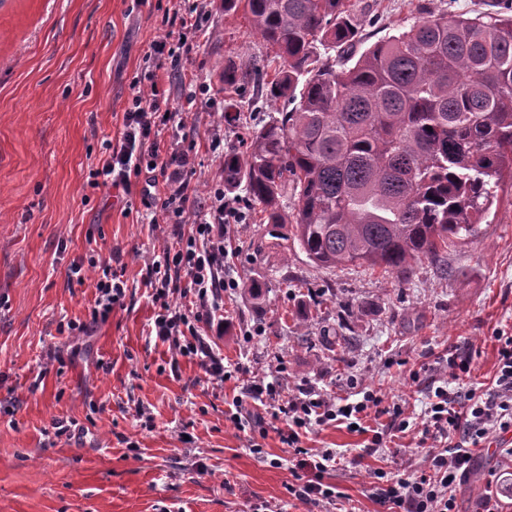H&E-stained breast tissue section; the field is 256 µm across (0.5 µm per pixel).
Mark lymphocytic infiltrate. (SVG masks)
<instances>
[{"mask_svg": "<svg viewBox=\"0 0 512 512\" xmlns=\"http://www.w3.org/2000/svg\"><path fill=\"white\" fill-rule=\"evenodd\" d=\"M200 31L199 21L187 17L164 19L163 30L152 40L146 56L149 83L132 84L131 105L124 114L121 137L95 171L102 186L115 188L128 186L131 178L150 176L151 205L159 209L167 224H178L183 219L194 159L190 150L161 145L162 131L179 125L180 118L170 109L165 90L159 88L157 73L190 54L198 44ZM244 219L239 199L225 198L223 188H215L208 219L198 222L194 233L178 248L164 249L153 258L144 279L145 287L152 290L153 302L159 306L153 322L157 338L168 343L175 354L194 358L206 374L219 381L228 376L224 358L201 329L224 324L220 301L227 289L236 286L224 276V227L243 223ZM89 266L101 268L102 275L95 283V305L88 320L67 325L74 336L90 335L126 295L124 270L102 267L94 260ZM184 277L189 286L182 291L178 284ZM174 293L180 294V302L171 301ZM495 340L497 370L486 389L456 388V380L469 373L472 358L464 351L449 357L452 383L432 388L423 429L439 448L432 454L427 470L412 479L378 488L374 500L385 512H456L454 489L470 470L473 449L494 434L512 430V335L500 333ZM282 411L290 427L281 434L280 441L291 448L293 460L294 481L288 492L319 512L337 509L335 493L323 483L325 475L335 469L336 458L327 451L317 458L307 456L301 446L302 429L330 422L359 426L372 415L388 416L387 429L391 431L403 433L410 426L400 408L385 407L382 398L370 390L364 391L359 401L338 405L306 388L301 396L288 400Z\"/></svg>", "mask_w": 512, "mask_h": 512, "instance_id": "lymphocytic-infiltrate-1", "label": "lymphocytic infiltrate"}]
</instances>
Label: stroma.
I'll return each mask as SVG.
<instances>
[{
  "mask_svg": "<svg viewBox=\"0 0 512 512\" xmlns=\"http://www.w3.org/2000/svg\"><path fill=\"white\" fill-rule=\"evenodd\" d=\"M355 2L369 46L401 30L418 0ZM169 6L0 0V512H255L261 503L308 512L286 491L285 417L263 406L257 423L224 417L240 387L260 377L278 379L290 398L309 385L330 400L365 388L403 409L413 429L375 452L369 434L334 423L302 438L312 453L349 459L324 478L346 512H379L377 472L407 478L428 465L432 443L418 424L432 384L448 378L449 355L472 352L461 387L490 383L493 337L512 332V179L503 178L476 236L400 278L318 267L290 241L260 245L266 226L248 203L245 223L224 227V276L238 286L224 294L216 339L226 368L246 372L212 379L151 336L146 265L206 218L225 155L289 104L249 78L270 49L243 13L210 8L198 47L160 74L181 111L178 132L162 141L182 138L195 158L184 224H152L144 179L127 191L93 187ZM230 63L243 72L232 87ZM92 258L124 268L126 297L91 335L71 336L62 326L94 306ZM76 265L79 281L69 276ZM252 279L262 286L256 299ZM493 476L508 493L500 512H512V430L475 450L456 487L458 512H481Z\"/></svg>",
  "mask_w": 512,
  "mask_h": 512,
  "instance_id": "obj_1",
  "label": "stroma"
}]
</instances>
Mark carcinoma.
Wrapping results in <instances>:
<instances>
[{"label":"carcinoma","mask_w":512,"mask_h":512,"mask_svg":"<svg viewBox=\"0 0 512 512\" xmlns=\"http://www.w3.org/2000/svg\"><path fill=\"white\" fill-rule=\"evenodd\" d=\"M238 10L274 51L270 96L293 104L224 157V190L262 206L267 234L386 272L475 235L512 176L511 4L422 0L361 53L351 0H224Z\"/></svg>","instance_id":"carcinoma-1"}]
</instances>
